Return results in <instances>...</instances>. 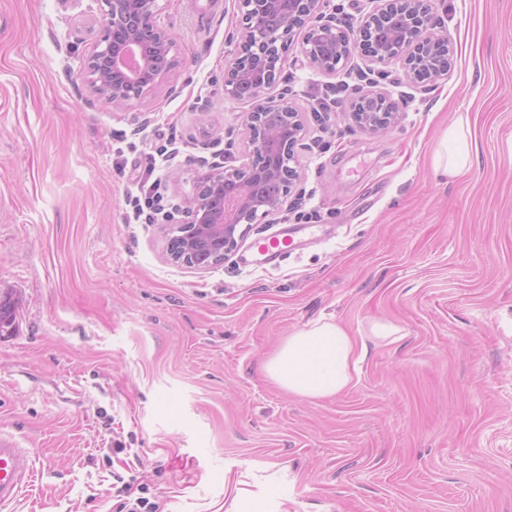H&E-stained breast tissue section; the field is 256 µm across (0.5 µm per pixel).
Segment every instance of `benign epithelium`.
<instances>
[{
  "instance_id": "benign-epithelium-1",
  "label": "benign epithelium",
  "mask_w": 512,
  "mask_h": 512,
  "mask_svg": "<svg viewBox=\"0 0 512 512\" xmlns=\"http://www.w3.org/2000/svg\"><path fill=\"white\" fill-rule=\"evenodd\" d=\"M101 14L98 38L83 61L92 92L116 107L148 98L175 75L178 61L171 56L174 34L157 21L159 0H96ZM362 24L394 13L405 16L406 29L395 47L370 43L359 29L336 42V17L324 12L327 0H243L249 9L230 41L235 48L224 59V93L250 102L245 113L247 161L239 167H213L197 174L186 201V219L165 224L168 259L208 270L224 263L237 250L250 227L282 206L299 179L298 170L281 162L295 161L302 139V112L288 97L269 90L285 63L296 34L301 53L316 70L334 74L337 65L354 54L371 64L403 59L407 78L420 83L419 60L455 48L445 34L432 31L426 0H374ZM352 119L373 133L388 130L398 109L388 112H350Z\"/></svg>"
}]
</instances>
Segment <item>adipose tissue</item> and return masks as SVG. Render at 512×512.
<instances>
[{"label":"adipose tissue","mask_w":512,"mask_h":512,"mask_svg":"<svg viewBox=\"0 0 512 512\" xmlns=\"http://www.w3.org/2000/svg\"><path fill=\"white\" fill-rule=\"evenodd\" d=\"M476 146L467 119L449 125L433 154L436 177L451 179L473 161ZM369 353L364 337L333 321H317L287 336L262 365L265 377L289 395L323 399L354 387Z\"/></svg>","instance_id":"1"}]
</instances>
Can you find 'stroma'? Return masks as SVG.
<instances>
[{"instance_id":"1","label":"stroma","mask_w":512,"mask_h":512,"mask_svg":"<svg viewBox=\"0 0 512 512\" xmlns=\"http://www.w3.org/2000/svg\"><path fill=\"white\" fill-rule=\"evenodd\" d=\"M431 6L456 48L433 87L356 55L327 75L291 45L273 91L303 113L301 180L247 238L304 246L198 271L165 259L159 227L197 171L245 160L249 106L224 95L238 0H160L181 64L125 107L81 73L96 0H0V432L37 470L12 512H114L123 479L162 512H512V0ZM358 83L398 105L387 132L348 118ZM461 113L479 153L447 183L431 157ZM170 133L167 212L127 223L116 164ZM305 199L319 222L296 220ZM324 317L405 336L372 340L348 391L290 396L260 367ZM299 242L284 232L265 236L255 240L240 256L243 266L274 265L283 254L296 250Z\"/></svg>"}]
</instances>
